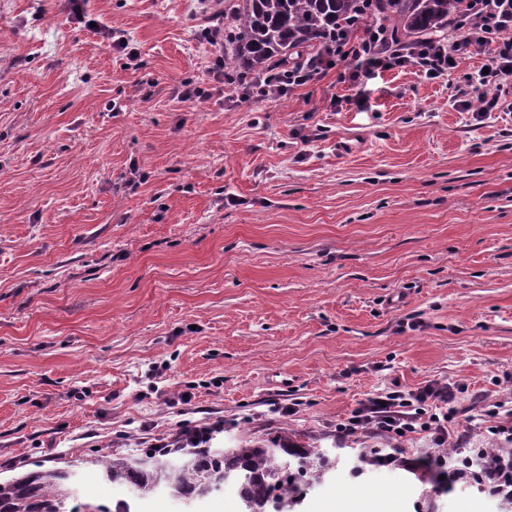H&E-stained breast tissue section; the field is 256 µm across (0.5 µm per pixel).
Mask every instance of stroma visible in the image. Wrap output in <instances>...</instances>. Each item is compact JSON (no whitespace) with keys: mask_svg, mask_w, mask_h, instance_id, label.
<instances>
[{"mask_svg":"<svg viewBox=\"0 0 512 512\" xmlns=\"http://www.w3.org/2000/svg\"><path fill=\"white\" fill-rule=\"evenodd\" d=\"M85 10L137 63L64 0H0V479L220 421L217 447L285 426L344 448L289 512H503L420 482L425 434L335 431L434 380L463 388L451 445H505L473 405L512 409V113L458 101L481 57L245 102L197 0ZM352 448L410 463L357 475Z\"/></svg>","mask_w":512,"mask_h":512,"instance_id":"stroma-1","label":"stroma"}]
</instances>
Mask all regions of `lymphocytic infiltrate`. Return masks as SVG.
Instances as JSON below:
<instances>
[{
    "label": "lymphocytic infiltrate",
    "mask_w": 512,
    "mask_h": 512,
    "mask_svg": "<svg viewBox=\"0 0 512 512\" xmlns=\"http://www.w3.org/2000/svg\"><path fill=\"white\" fill-rule=\"evenodd\" d=\"M497 0H471L467 31L446 45L413 47L405 51L383 49V36L365 34L358 42L337 36L328 44L323 57H314L295 65L274 64L272 72L284 91L303 86L337 65H344L343 75L350 84L362 85L364 78L376 71L413 66L427 78L439 79L455 70L461 59L474 54L483 56L481 71L471 74L465 92L464 107H475L476 118L483 119L506 103L499 90L512 82V19L494 10ZM495 95H488L489 87ZM460 391L453 383L427 382L408 391H390L383 397L367 400L353 410L336 431L353 436L371 431L387 437H402L421 431L431 436L437 447L427 466L441 475L444 459L439 452L448 440V420L458 415L454 403Z\"/></svg>",
    "instance_id": "1"
}]
</instances>
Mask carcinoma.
Wrapping results in <instances>:
<instances>
[{
	"label": "carcinoma",
	"mask_w": 512,
	"mask_h": 512,
	"mask_svg": "<svg viewBox=\"0 0 512 512\" xmlns=\"http://www.w3.org/2000/svg\"><path fill=\"white\" fill-rule=\"evenodd\" d=\"M464 0H215L224 11V69L255 75L274 62L315 55L336 38V30L363 21L386 29V43L407 47L428 37L444 38L464 28ZM448 461L486 468L487 457L449 452ZM336 457L328 449L303 443L296 433L241 442L232 448H194L181 443L138 456H89L64 467H50L0 480V512H121L110 502L81 500L75 477L85 465H97L103 479L125 485L138 498L159 489L185 501L202 500L230 484L245 512L288 509L305 487L324 480ZM292 495L286 501L283 494Z\"/></svg>",
	"instance_id": "obj_1"
}]
</instances>
